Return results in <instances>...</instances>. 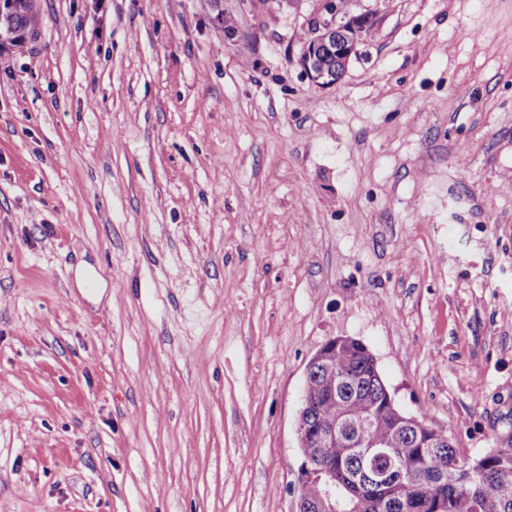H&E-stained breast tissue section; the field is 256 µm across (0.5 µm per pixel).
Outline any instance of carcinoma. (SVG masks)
Instances as JSON below:
<instances>
[{"mask_svg":"<svg viewBox=\"0 0 512 512\" xmlns=\"http://www.w3.org/2000/svg\"><path fill=\"white\" fill-rule=\"evenodd\" d=\"M35 0H7L0 11V46L35 34ZM304 401L315 424L336 422V447L313 450L311 473L302 478L305 512H512V445L495 444L476 457L452 439L421 448L422 432L402 427L406 417L388 400L386 384L367 347L338 342L305 380ZM373 430L389 460L371 459L354 443Z\"/></svg>","mask_w":512,"mask_h":512,"instance_id":"1","label":"carcinoma"}]
</instances>
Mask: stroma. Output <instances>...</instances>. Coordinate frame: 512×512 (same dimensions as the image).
Wrapping results in <instances>:
<instances>
[{"instance_id": "stroma-1", "label": "stroma", "mask_w": 512, "mask_h": 512, "mask_svg": "<svg viewBox=\"0 0 512 512\" xmlns=\"http://www.w3.org/2000/svg\"><path fill=\"white\" fill-rule=\"evenodd\" d=\"M0 54V512H297L305 369L512 440V0H36ZM480 39H471V32ZM369 24L370 19L368 18L367 20L365 16H355L345 22L344 25L347 26L351 32V38L343 40L336 38V52L334 53L326 48L323 50L324 55L322 57V62L326 63L328 71L343 73L345 65L342 63H336V56L348 63L351 55L356 52L357 42H360V37ZM318 50L315 46L305 47L302 49L299 62L302 66L307 77L317 84L330 85L335 84L339 79L336 74V81L332 79L326 72L319 70L318 64Z\"/></svg>"}]
</instances>
